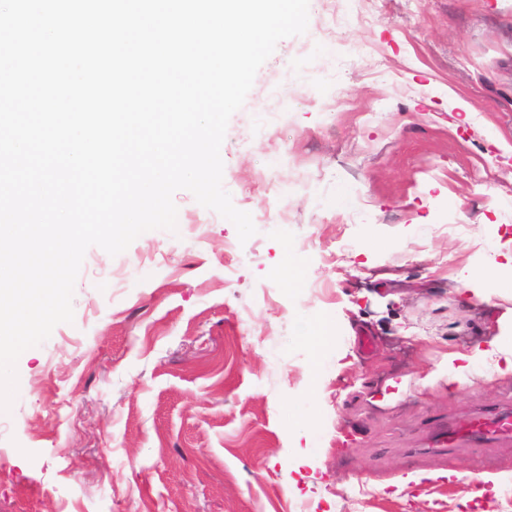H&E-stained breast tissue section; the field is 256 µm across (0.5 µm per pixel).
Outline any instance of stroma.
<instances>
[{
	"label": "stroma",
	"mask_w": 512,
	"mask_h": 512,
	"mask_svg": "<svg viewBox=\"0 0 512 512\" xmlns=\"http://www.w3.org/2000/svg\"><path fill=\"white\" fill-rule=\"evenodd\" d=\"M221 157L255 234L181 190L176 232L87 250L0 412V512H512V447L413 453L431 420L512 409V374L458 388L441 361L512 336V299L451 278L512 249V0H310ZM274 276L280 282L287 284L291 292H298L301 288L304 268L296 249L287 241L282 243L280 261L274 271ZM330 338V327L328 323L323 320L314 321L305 336L301 338V343L306 346L310 354L309 372L313 376V387L317 382L316 377L322 354L329 347Z\"/></svg>",
	"instance_id": "obj_1"
}]
</instances>
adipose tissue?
<instances>
[{
    "label": "adipose tissue",
    "instance_id": "1",
    "mask_svg": "<svg viewBox=\"0 0 512 512\" xmlns=\"http://www.w3.org/2000/svg\"><path fill=\"white\" fill-rule=\"evenodd\" d=\"M499 278L500 272L494 265L480 271L465 266L454 275L458 293H471L487 301L501 296ZM446 359L449 383L467 384L479 366L484 369L481 374L483 379L488 381L500 372H512V340L497 338L485 348L475 345L464 350H454L447 353Z\"/></svg>",
    "mask_w": 512,
    "mask_h": 512
}]
</instances>
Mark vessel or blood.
I'll use <instances>...</instances> for the list:
<instances>
[{"instance_id": "b4317fda", "label": "vessel or blood", "mask_w": 512, "mask_h": 512, "mask_svg": "<svg viewBox=\"0 0 512 512\" xmlns=\"http://www.w3.org/2000/svg\"><path fill=\"white\" fill-rule=\"evenodd\" d=\"M488 443L512 445V411L478 410L453 425H434L424 450L444 457L454 448H480Z\"/></svg>"}]
</instances>
